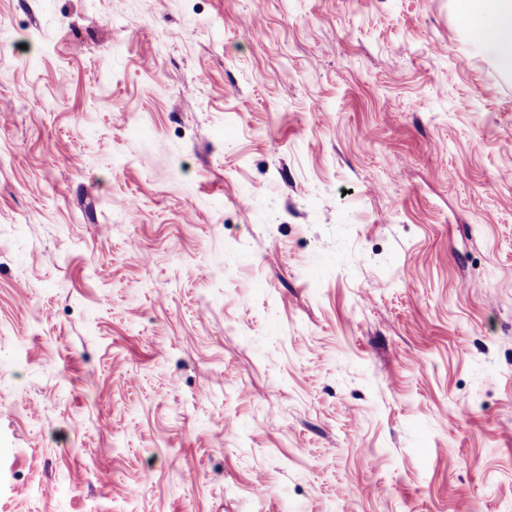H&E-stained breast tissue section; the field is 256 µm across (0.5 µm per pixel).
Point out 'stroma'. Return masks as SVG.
<instances>
[{"mask_svg":"<svg viewBox=\"0 0 512 512\" xmlns=\"http://www.w3.org/2000/svg\"><path fill=\"white\" fill-rule=\"evenodd\" d=\"M512 512V74L456 0H0V512Z\"/></svg>","mask_w":512,"mask_h":512,"instance_id":"stroma-1","label":"stroma"}]
</instances>
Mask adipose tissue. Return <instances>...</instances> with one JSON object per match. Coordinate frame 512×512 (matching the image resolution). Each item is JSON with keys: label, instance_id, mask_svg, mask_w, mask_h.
Returning <instances> with one entry per match:
<instances>
[{"label": "adipose tissue", "instance_id": "obj_1", "mask_svg": "<svg viewBox=\"0 0 512 512\" xmlns=\"http://www.w3.org/2000/svg\"><path fill=\"white\" fill-rule=\"evenodd\" d=\"M473 1L457 0L463 24L493 51L500 66L512 73V0H477L482 7L478 17L473 14Z\"/></svg>", "mask_w": 512, "mask_h": 512}]
</instances>
